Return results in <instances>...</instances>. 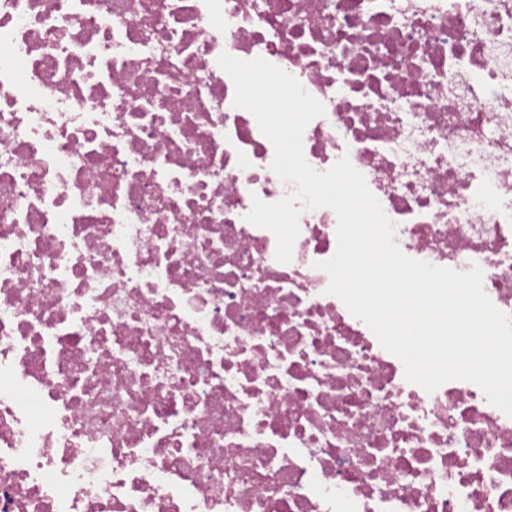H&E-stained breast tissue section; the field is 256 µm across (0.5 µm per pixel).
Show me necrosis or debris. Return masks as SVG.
<instances>
[{"instance_id": "1", "label": "necrosis or debris", "mask_w": 512, "mask_h": 512, "mask_svg": "<svg viewBox=\"0 0 512 512\" xmlns=\"http://www.w3.org/2000/svg\"><path fill=\"white\" fill-rule=\"evenodd\" d=\"M224 52L512 315V0H0V512H512V417L327 294L335 212L247 221L293 186Z\"/></svg>"}]
</instances>
